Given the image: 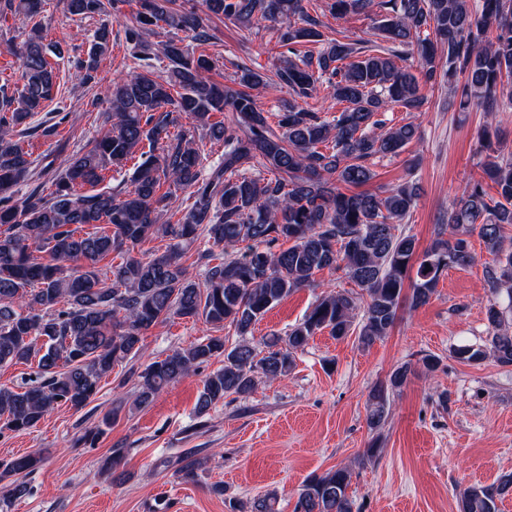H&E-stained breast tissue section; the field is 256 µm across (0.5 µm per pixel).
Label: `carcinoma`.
Wrapping results in <instances>:
<instances>
[{"instance_id":"obj_1","label":"carcinoma","mask_w":512,"mask_h":512,"mask_svg":"<svg viewBox=\"0 0 512 512\" xmlns=\"http://www.w3.org/2000/svg\"><path fill=\"white\" fill-rule=\"evenodd\" d=\"M10 9L34 16L42 0H7ZM129 0H64L67 11L82 18L107 16ZM125 39L133 70L106 91L110 111L101 113L110 128L65 159L51 177L46 196L39 187L21 193L35 175L33 161L9 138L10 132L37 114L53 97L56 85L52 54L60 45L43 43L33 26L19 50L22 88L9 94L0 87V365L37 359L35 377L23 387L0 386V432L34 428L60 406L80 411L99 393L112 367L132 358L146 332L172 317L201 319L216 331L234 329L237 340L208 336L175 350L143 370L132 371L137 391L131 409L149 406L170 384L211 360L223 366L209 374L195 407L196 418L235 396L246 398L257 378L288 375L296 355L324 330L336 338L350 332L356 317L358 342L368 347L388 335L403 303L429 302L441 276L476 260L470 238L476 234L491 261L485 265L492 290L505 291L512 313V157L496 155L482 166V176L466 182L448 210V223L435 226L429 246L418 253L412 236L398 225L416 206L414 179L380 193H347L375 173L374 159L399 156L417 137L411 123L387 126L380 118L390 104L408 112L424 103L422 85L443 83L460 95L459 106L492 115L512 112V0H331L329 11L341 18L386 11L379 31L399 50L369 54L355 42L326 38L304 0H202L203 9L177 0H137ZM222 16L247 29L264 22H288L278 43L286 49L283 65L268 74L242 65L236 87L220 86L208 76V59L194 58L174 36L151 54L144 35L162 24L188 32L200 44L213 39L210 17ZM111 30L96 29L87 58L76 62V77L96 82L98 60L110 52ZM306 43L320 45L313 53ZM417 55L422 78L413 66L395 59ZM164 65L157 73L153 61ZM326 80L342 109L332 119L298 100L316 94ZM285 85L294 99L284 103L277 127L252 91ZM193 115L210 139L224 144V155L208 176L194 134L170 139L175 114ZM215 112H226L212 122ZM148 151H143V145ZM140 154L127 190L80 193L96 186L103 172ZM262 160L260 168L246 165ZM497 187L488 195L485 181ZM168 183L189 190L191 203L178 209L173 224L157 223L159 205L172 192ZM86 226L93 230L85 232ZM168 240L161 253L141 249L154 236ZM215 247H237L239 255L204 264L196 283L185 266V247L199 237ZM288 242L286 249L279 242ZM117 254L121 263L102 271L100 262ZM342 271L363 293L339 290L322 296L283 336L258 346L247 340L267 311L293 291L315 286L317 272ZM416 270L411 294L404 283ZM490 336L483 347L459 351L468 362L488 356L512 366V319L491 303L486 309ZM410 367L397 368L377 385L367 405L370 428L386 416L390 393L406 381ZM123 407L107 412L85 430L80 441L91 445L111 427ZM128 449L112 446V478H130L121 469ZM42 459L27 455L0 464V482L8 493L27 494L24 478ZM206 460L187 453L178 473L193 481ZM351 470L340 467L309 477L298 489L293 512H353ZM512 495V476L469 487L461 494V512H501ZM274 494L233 504L234 512H273Z\"/></svg>"}]
</instances>
